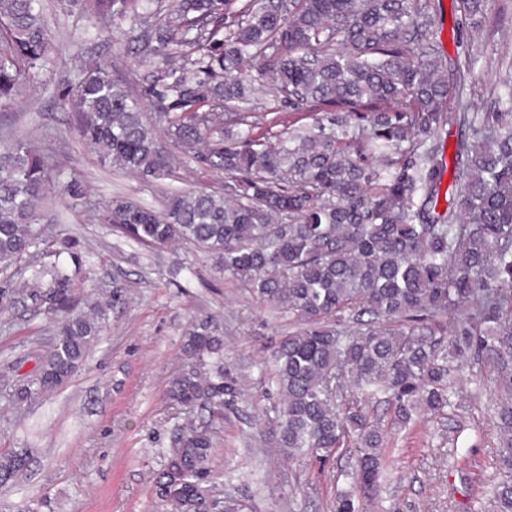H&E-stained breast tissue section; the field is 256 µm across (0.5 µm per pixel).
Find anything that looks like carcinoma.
Returning <instances> with one entry per match:
<instances>
[{"mask_svg":"<svg viewBox=\"0 0 512 512\" xmlns=\"http://www.w3.org/2000/svg\"><path fill=\"white\" fill-rule=\"evenodd\" d=\"M140 0H93L102 18L152 29L155 79L148 103L185 163L220 170L224 191L174 193L156 211L125 199L107 220L140 244H193L247 283L258 299L297 316L281 337L272 379L275 441L288 461L325 465L345 449L350 489L336 512H367L380 500L387 442L364 401L382 398L405 427L423 411L443 415L457 376L448 345L492 368L505 395L497 412L493 512H512V76L493 91L492 112L463 97L478 56L457 58L452 81L437 76L440 0H174L159 21ZM490 0H457L463 23ZM52 37L42 0H0V106L41 80ZM272 74L296 110L320 108L308 124L288 121L273 145L253 135L246 63ZM80 135L101 162L145 178L168 172L173 155L143 121V103L103 67L70 84ZM245 126L224 140V124ZM461 131L446 210L436 213L447 171L441 131ZM49 182L32 139L0 141V267L42 244L39 203ZM18 290L56 318L50 354L24 389L29 397L66 382L106 327L102 307L72 301L74 274L54 263ZM460 313L453 322L448 317ZM369 316L363 320V316ZM185 354L222 357L210 320L195 322ZM179 407L224 415V397L243 393L219 367L189 368L168 389ZM177 448L156 475L173 512L211 502L213 434L177 429ZM29 451L0 455V495L12 492Z\"/></svg>","mask_w":512,"mask_h":512,"instance_id":"1","label":"carcinoma"}]
</instances>
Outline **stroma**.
Masks as SVG:
<instances>
[{"instance_id": "35a3bbf8", "label": "stroma", "mask_w": 512, "mask_h": 512, "mask_svg": "<svg viewBox=\"0 0 512 512\" xmlns=\"http://www.w3.org/2000/svg\"><path fill=\"white\" fill-rule=\"evenodd\" d=\"M53 35L49 70L0 108V135L35 136L48 160L46 246L70 240L81 258L73 297L77 308L106 306L108 329L68 383L25 401L17 390L56 337L51 318L21 294L0 301V454L30 451L16 490L0 496V512H172L155 494L154 476L174 449L173 430L208 420L171 402V381L188 366L183 342L193 320L213 319L224 340V369L248 401L224 408L209 459L212 496L246 499L252 512H334L335 474L347 455L326 468L312 459L283 460L259 434L257 408L277 401L267 360L280 336L296 329L293 315L259 303L245 285L207 255L176 242L161 250L135 243L104 220L108 203L124 196L159 207L174 191L198 185L223 190L220 171L179 164L169 176L145 181L101 166L79 136L68 83L86 63L112 71L145 98L154 64L127 23L106 26L90 8L62 12L46 0ZM464 35L480 61L468 94L476 110L491 109L490 91L512 56V14L489 10ZM88 200L73 208L72 192ZM124 297L112 302L115 285ZM462 408L444 418L391 427L381 500L392 512H469L495 476V410L490 378L471 373L460 387Z\"/></svg>"}]
</instances>
